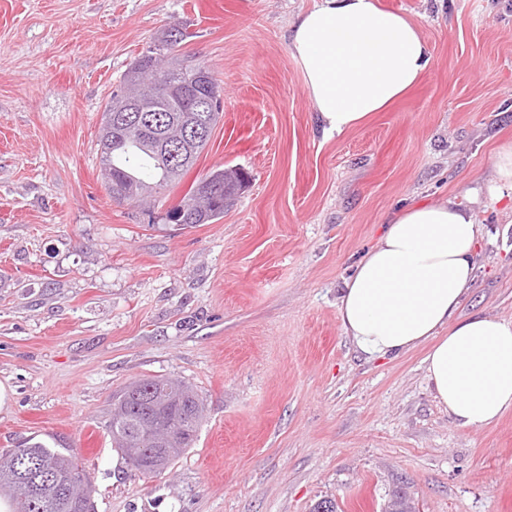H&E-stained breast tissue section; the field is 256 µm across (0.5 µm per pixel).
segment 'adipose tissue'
Listing matches in <instances>:
<instances>
[{"label": "adipose tissue", "mask_w": 512, "mask_h": 512, "mask_svg": "<svg viewBox=\"0 0 512 512\" xmlns=\"http://www.w3.org/2000/svg\"><path fill=\"white\" fill-rule=\"evenodd\" d=\"M288 50L329 135L405 96L432 61L418 27L376 0H316ZM478 234L474 213L450 199L398 209L345 280L338 306L345 335L367 356L429 344L427 377L469 429L512 410V323L458 315L475 277Z\"/></svg>", "instance_id": "obj_1"}]
</instances>
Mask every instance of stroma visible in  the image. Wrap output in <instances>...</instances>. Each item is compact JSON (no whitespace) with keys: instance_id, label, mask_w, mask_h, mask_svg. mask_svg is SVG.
Segmentation results:
<instances>
[{"instance_id":"1","label":"stroma","mask_w":512,"mask_h":512,"mask_svg":"<svg viewBox=\"0 0 512 512\" xmlns=\"http://www.w3.org/2000/svg\"><path fill=\"white\" fill-rule=\"evenodd\" d=\"M314 0H0V450L77 455L94 512H512V411L459 427L424 348L368 357L338 301L387 217L454 200L479 222L461 315L512 322V191L488 201L512 139V0H377L432 64L361 126L325 136L288 51ZM180 25L223 116L153 211L113 201L98 129L130 65ZM247 182L223 218L164 221L217 168ZM153 376L205 406L161 474L112 446V396Z\"/></svg>"}]
</instances>
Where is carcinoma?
Instances as JSON below:
<instances>
[{
    "mask_svg": "<svg viewBox=\"0 0 512 512\" xmlns=\"http://www.w3.org/2000/svg\"><path fill=\"white\" fill-rule=\"evenodd\" d=\"M184 37L178 26L166 30L156 47L136 59L124 74L120 90L105 106L98 133L100 172L108 193L118 202L145 203L160 190L178 185L207 146V138L188 141L182 149L190 160L175 166L161 160V149L172 136L195 122V113L186 111L184 90L211 97L212 123L218 122L221 100L216 97V89L220 83L207 66L174 53ZM132 98L146 112L140 116L124 112ZM206 179L219 189L204 193L203 181L194 182L178 204L165 213L166 221L179 219L183 227L193 228L219 220L235 202L245 176L238 168H218ZM147 402L159 409L156 423L177 426L171 444L175 451L160 461L164 470L194 443L204 405L180 380L149 377L129 383L113 397L108 425L112 447L126 457L128 449L139 447L147 432ZM24 447L32 449V455L22 462L14 448L0 452V496L11 500L13 512H66L52 507L53 488L45 484L43 476L49 474L54 482L66 483L72 454L48 441L30 439Z\"/></svg>",
    "mask_w": 512,
    "mask_h": 512,
    "instance_id": "1",
    "label": "carcinoma"
}]
</instances>
